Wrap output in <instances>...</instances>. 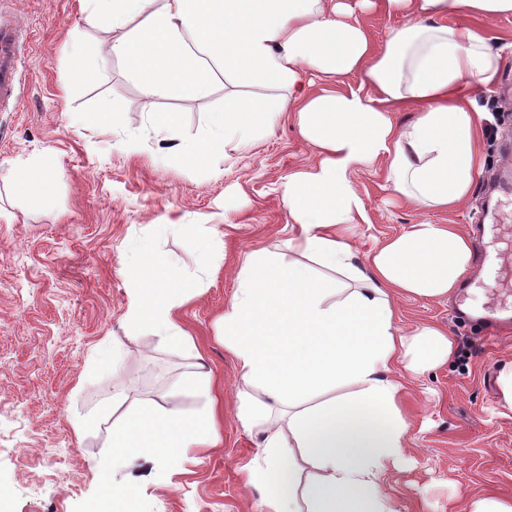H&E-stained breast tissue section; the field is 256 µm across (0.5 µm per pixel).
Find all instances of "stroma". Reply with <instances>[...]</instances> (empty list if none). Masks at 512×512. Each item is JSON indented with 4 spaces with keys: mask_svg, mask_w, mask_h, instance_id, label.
I'll use <instances>...</instances> for the list:
<instances>
[{
    "mask_svg": "<svg viewBox=\"0 0 512 512\" xmlns=\"http://www.w3.org/2000/svg\"><path fill=\"white\" fill-rule=\"evenodd\" d=\"M82 8L81 0H0V22L14 21L27 36L16 61L21 94L0 101V210L12 215L0 219V489L7 493L0 512H112L102 485L132 478L141 483L133 512H268L244 484L259 437L235 417L237 373L220 319L248 252L295 259L288 241L298 228L280 185L311 165L315 150L292 118L281 117L207 165L180 163L165 152L172 141L196 137L210 113L235 100L279 95L282 87L223 78L198 96L144 102L122 63L106 57L107 34L85 28ZM74 43L97 57L100 79L68 89L64 48ZM478 104L487 114L486 183L458 210H419L393 203L384 162L361 168L355 185L370 221L355 230L359 253L422 221L474 234L491 215L512 217V56ZM104 106L107 124L89 123ZM154 112L178 113L177 131L158 128ZM132 137L139 152H123ZM44 155L62 178L34 206L15 186V167ZM173 220L181 228H170ZM205 224L223 235L216 266L201 262ZM143 241L167 254L174 275L204 282L180 311L198 354L125 326L122 262ZM397 308L404 329L439 325L456 349L448 364L405 379L410 458L391 481L402 512H462L470 497L512 499V415H502L498 389L512 363V324L491 339L446 299L402 298ZM200 362L212 375L207 393L189 384ZM116 393L122 401H113ZM213 397L223 412L220 447L188 451L155 474L145 466L112 470L113 426L145 406L193 414Z\"/></svg>",
    "mask_w": 512,
    "mask_h": 512,
    "instance_id": "obj_1",
    "label": "stroma"
}]
</instances>
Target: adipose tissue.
Here are the masks:
<instances>
[{
	"label": "adipose tissue",
	"instance_id": "adipose-tissue-1",
	"mask_svg": "<svg viewBox=\"0 0 512 512\" xmlns=\"http://www.w3.org/2000/svg\"><path fill=\"white\" fill-rule=\"evenodd\" d=\"M370 11L406 23L376 44L359 21ZM458 15L466 23H455ZM510 15L512 0H86V26L110 34L107 54L144 100L191 97L221 75L287 87V96L214 113L205 134L179 142L178 159L205 165L287 112L318 153L280 187L300 228L288 242L297 260L264 249L247 255L222 321L241 381L237 418L260 436L247 483L268 512H296L300 501L306 512H400L388 480L408 448L403 379L449 362L454 349L441 327L404 330L396 301L450 297L475 255L466 232L422 222L358 261L353 230L368 216L353 176L383 158L397 200L442 211L468 201L485 167L475 92L497 85L505 48L485 24ZM315 75L359 83L315 94ZM407 104L415 116L397 126L391 111ZM58 178L45 156L19 167L35 205ZM315 263L325 275H314ZM123 273L128 328L196 353L178 310L199 283H177L153 249ZM219 441L215 412L144 408L113 426L112 468L164 465Z\"/></svg>",
	"mask_w": 512,
	"mask_h": 512
}]
</instances>
